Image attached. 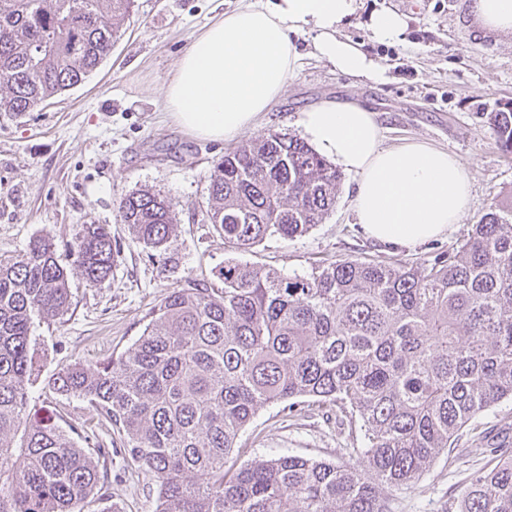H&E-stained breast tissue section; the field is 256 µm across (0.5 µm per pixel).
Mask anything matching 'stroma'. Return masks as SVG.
I'll return each mask as SVG.
<instances>
[{
  "label": "stroma",
  "mask_w": 512,
  "mask_h": 512,
  "mask_svg": "<svg viewBox=\"0 0 512 512\" xmlns=\"http://www.w3.org/2000/svg\"><path fill=\"white\" fill-rule=\"evenodd\" d=\"M241 0H135L110 55L82 84L19 117L0 116V262L14 260L37 236L50 238L69 271L72 304L62 319L37 326L35 370L25 388L31 410L53 412L83 448H102L100 491L80 512H153L158 484L122 447L117 432L97 425L82 399L51 390L57 374L123 352L142 334L154 306L186 278L218 288V271L236 259L285 274L307 275L339 259L417 266L456 250L474 224L512 201V154L501 149L482 113L512 102V34L481 30L463 0H360L341 28L384 69L381 79L355 78L307 56L281 99L258 126L231 140H204L175 125L161 89L195 35ZM405 16L401 39L380 42L368 29L380 10ZM323 99L357 102L374 112L384 145L423 142L454 155L467 171L471 195L460 223L446 236L392 249L366 238L352 209L357 174L346 171L335 208L321 224L288 241L266 238L248 252L225 247L194 208L205 202L210 175L226 151L268 134L303 137L299 117ZM152 188L172 200L179 224L176 262L162 267L120 224L118 202ZM102 224L118 257L110 278L90 285L73 246L84 225ZM349 426L330 407L261 409L242 433L228 464L286 449L307 458L348 464ZM476 456L456 471L438 460L431 471L393 492L395 512H445L470 474L489 466Z\"/></svg>",
  "instance_id": "35a3bbf8"
}]
</instances>
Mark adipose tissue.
Listing matches in <instances>:
<instances>
[{
  "label": "adipose tissue",
  "instance_id": "ef3b65f1",
  "mask_svg": "<svg viewBox=\"0 0 512 512\" xmlns=\"http://www.w3.org/2000/svg\"><path fill=\"white\" fill-rule=\"evenodd\" d=\"M465 7L484 29L512 34V0H465ZM356 10L357 0H243L194 37L162 89L165 111L211 140L255 128L297 69L302 53L293 34L307 26L315 56L342 73L378 79L381 67L340 33ZM300 123L318 153L358 175L353 210L366 236L409 248L459 222L471 184L447 151L419 142L383 146L372 111L355 102L319 101Z\"/></svg>",
  "mask_w": 512,
  "mask_h": 512
}]
</instances>
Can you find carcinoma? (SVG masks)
Segmentation results:
<instances>
[{"label": "carcinoma", "mask_w": 512, "mask_h": 512, "mask_svg": "<svg viewBox=\"0 0 512 512\" xmlns=\"http://www.w3.org/2000/svg\"><path fill=\"white\" fill-rule=\"evenodd\" d=\"M134 0H0V115L18 117L82 83L112 51ZM512 153V103L481 113ZM341 174L305 142L270 134L215 164L201 222L247 252L292 240L334 209ZM121 223L162 263L177 224L167 196L138 189ZM76 265L112 275V237L88 224ZM224 287L187 279L122 354L60 372L53 389L87 401L154 475V512H390L386 489L488 452L456 512H512V448H461L466 427L512 401V204L485 215L452 253L414 268L344 259L307 276L233 259ZM67 269L48 238L0 263V512H76L99 483L92 453L50 418L26 415L35 323L64 315ZM310 398L348 422L352 466L281 453L225 467L273 404Z\"/></svg>", "instance_id": "obj_1"}]
</instances>
